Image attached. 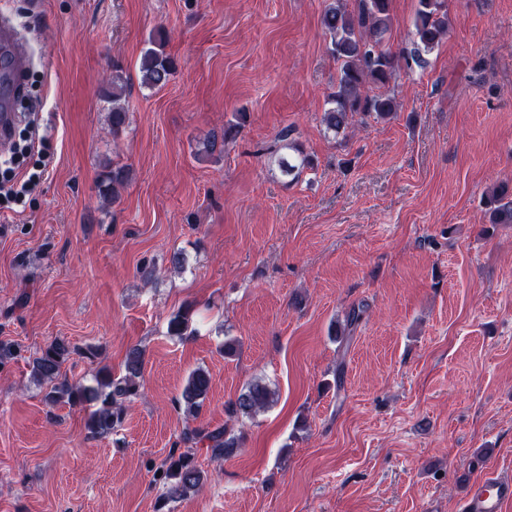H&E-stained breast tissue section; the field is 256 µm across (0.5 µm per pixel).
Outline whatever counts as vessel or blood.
<instances>
[{
	"instance_id": "obj_1",
	"label": "vessel or blood",
	"mask_w": 512,
	"mask_h": 512,
	"mask_svg": "<svg viewBox=\"0 0 512 512\" xmlns=\"http://www.w3.org/2000/svg\"><path fill=\"white\" fill-rule=\"evenodd\" d=\"M28 51L12 25L0 20V139H7L17 119L11 108L13 96L23 84L28 67ZM512 502V472L489 474L465 497L462 512H502Z\"/></svg>"
}]
</instances>
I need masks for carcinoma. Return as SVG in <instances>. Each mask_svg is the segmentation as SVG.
<instances>
[{
  "label": "carcinoma",
  "instance_id": "obj_1",
  "mask_svg": "<svg viewBox=\"0 0 512 512\" xmlns=\"http://www.w3.org/2000/svg\"><path fill=\"white\" fill-rule=\"evenodd\" d=\"M392 24L390 0H356V7L349 9L344 0H331L322 14V26L330 36L329 51L340 62L336 90L329 97L323 121L326 129L340 134L354 122L357 116H373L385 119L396 111L395 99L386 94L372 95L370 89L389 84L397 68L396 57L385 48L384 41ZM414 54L411 59L419 62L423 52L432 51L448 33V12L444 0H418L412 22ZM176 64L166 52V40L161 35L148 39L140 61L141 85L161 88L174 73ZM111 104L109 121L112 133L117 134L129 124L125 86L119 79L112 80L107 92ZM243 114L235 116V122L224 126L222 136L212 135L197 151L199 157H211L224 151V144L234 138L241 128ZM296 156L282 160L288 173L299 176L313 166L312 158L303 150L294 148ZM128 179L124 166L114 165L103 172L101 194L114 197L117 188ZM490 222L512 224V186H496L487 201ZM168 333L182 337L192 333L190 311H179L168 321ZM77 349L68 342L56 339L32 359L31 374L34 380L48 386L46 400L52 404L67 400L73 405H97L87 419V429L97 435L113 432L124 419L125 402L136 396L140 389L143 365L141 351L131 349L125 360V373L112 377V371L104 367L98 370L94 386L70 384L59 380L61 369ZM210 389V376L203 369L193 370L175 403L189 417H197ZM277 400L276 391L255 381L249 384L225 407L228 419L251 417L260 410L272 406ZM185 449L172 450L155 469L159 477L155 482L165 489L167 498H182L197 492L205 481V472L197 462V447L202 445L215 457H230L238 448V437L228 427H198L183 432Z\"/></svg>",
  "mask_w": 512,
  "mask_h": 512
}]
</instances>
